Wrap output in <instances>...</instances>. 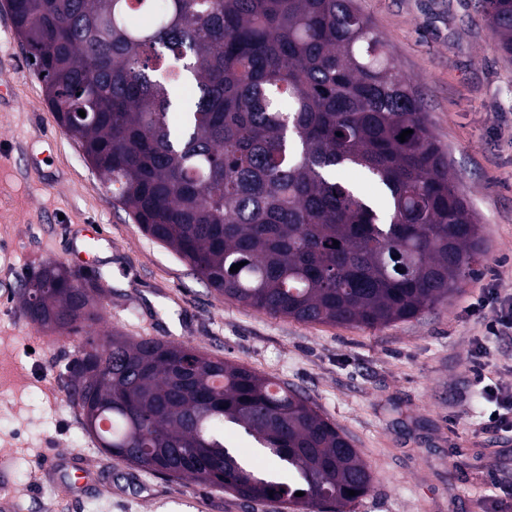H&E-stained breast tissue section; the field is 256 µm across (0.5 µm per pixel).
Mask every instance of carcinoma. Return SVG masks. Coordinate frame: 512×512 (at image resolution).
<instances>
[{"label": "carcinoma", "mask_w": 512, "mask_h": 512, "mask_svg": "<svg viewBox=\"0 0 512 512\" xmlns=\"http://www.w3.org/2000/svg\"><path fill=\"white\" fill-rule=\"evenodd\" d=\"M8 7L47 103L112 204L217 293L274 317L372 330L449 299L485 261L480 219L357 0ZM475 9L511 56L512 0ZM345 167L376 194L340 179ZM102 292L54 262L22 309L78 335L101 322ZM87 345L67 388L105 452L292 512H343L370 490L346 435L287 384L184 342L108 331ZM226 424L271 464L235 453Z\"/></svg>", "instance_id": "obj_1"}]
</instances>
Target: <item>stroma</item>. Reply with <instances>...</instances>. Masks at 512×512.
<instances>
[{
    "label": "stroma",
    "instance_id": "35a3bbf8",
    "mask_svg": "<svg viewBox=\"0 0 512 512\" xmlns=\"http://www.w3.org/2000/svg\"><path fill=\"white\" fill-rule=\"evenodd\" d=\"M402 74L482 222L486 262L447 302L368 330L307 325L225 298L114 206L61 129L0 0V455L11 458L17 512H287L130 466L92 443L65 380L84 335L41 330L19 294L47 262L69 263L84 229L104 236L87 274L101 277L102 329L178 340L288 385L344 433L373 476L344 512H486L488 473L512 487V440L487 412L469 356L482 325L466 306L482 279L512 290V56L473 0H357ZM82 455L98 486L66 495L43 473Z\"/></svg>",
    "mask_w": 512,
    "mask_h": 512
}]
</instances>
